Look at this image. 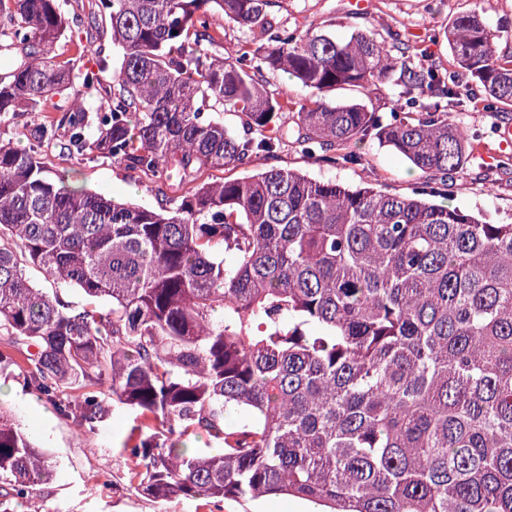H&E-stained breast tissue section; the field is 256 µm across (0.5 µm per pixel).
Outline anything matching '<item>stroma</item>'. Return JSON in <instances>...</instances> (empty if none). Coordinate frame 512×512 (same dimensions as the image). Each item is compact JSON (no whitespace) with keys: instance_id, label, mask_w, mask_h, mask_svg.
I'll use <instances>...</instances> for the list:
<instances>
[{"instance_id":"35a3bbf8","label":"stroma","mask_w":512,"mask_h":512,"mask_svg":"<svg viewBox=\"0 0 512 512\" xmlns=\"http://www.w3.org/2000/svg\"><path fill=\"white\" fill-rule=\"evenodd\" d=\"M276 0L272 9L277 20L291 29L333 27L337 35L348 26L375 28L380 33L399 34L416 45L414 66L448 65L451 57L444 32L460 13L474 12L501 32L500 48L512 52V0ZM66 9L72 20L56 46L59 59H78L80 66L93 69L98 57L80 53L78 42L89 12L88 0H69ZM477 139L468 141L469 161L448 177V201L472 212L504 223L512 222V144H502L500 128L512 124V112H483L467 108L456 115ZM363 158L358 165H334L308 158L294 144H284L277 156H259L245 167L207 171V182L243 178L270 167L295 170L322 180L352 186H373L385 192L409 195L423 187L420 171L399 153L369 138L353 144ZM50 173L74 168L78 183L108 197L130 200L160 208L178 188L160 193L147 177L109 162L81 163L48 148L44 151ZM0 411L37 438L54 469V476L37 488L35 504L12 502L13 512H297L299 500L272 496L262 501L241 498L215 502L209 499L171 497L153 499L138 493L131 479L136 464L126 455L125 444L144 427L143 418L123 408H112L95 432L85 433L61 416L55 405L24 387L14 367L0 366Z\"/></svg>"}]
</instances>
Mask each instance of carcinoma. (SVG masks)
Wrapping results in <instances>:
<instances>
[{"label":"carcinoma","instance_id":"cac0c4a2","mask_svg":"<svg viewBox=\"0 0 512 512\" xmlns=\"http://www.w3.org/2000/svg\"><path fill=\"white\" fill-rule=\"evenodd\" d=\"M66 2L0 0V51L16 55L0 76V125L29 142L0 137V335L19 352L0 350V364L84 432L111 404L148 421L125 452L154 499L512 512V222L431 201L467 160L455 112L512 107L499 32L458 15L445 31L451 67L416 69L409 44L395 55L374 29L283 28L272 0H95L84 49L119 50L109 82L104 56L95 71L57 60ZM216 11L251 32L253 57L210 50ZM260 69L312 98L288 113L291 94L266 91ZM392 78L406 103L388 119L331 97ZM70 90L58 118L19 122ZM372 136L434 185L397 195L276 167L198 181L273 157L285 138L358 165L346 146ZM56 146L194 186L160 210L116 202L76 185L74 170L50 176L42 148ZM30 265L55 292L32 284ZM72 378L81 392L68 398ZM230 410L241 421L228 429ZM197 431L221 450L196 455ZM50 476L37 440L0 415V512Z\"/></svg>","mask_w":512,"mask_h":512}]
</instances>
